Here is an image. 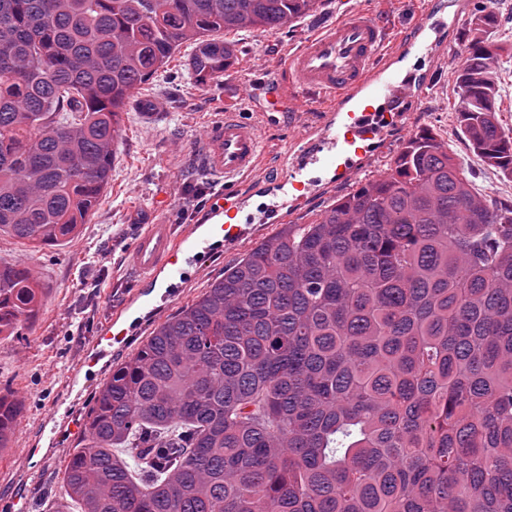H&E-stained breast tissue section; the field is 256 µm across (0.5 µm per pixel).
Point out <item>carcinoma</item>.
Returning a JSON list of instances; mask_svg holds the SVG:
<instances>
[{
	"instance_id": "obj_1",
	"label": "carcinoma",
	"mask_w": 512,
	"mask_h": 512,
	"mask_svg": "<svg viewBox=\"0 0 512 512\" xmlns=\"http://www.w3.org/2000/svg\"><path fill=\"white\" fill-rule=\"evenodd\" d=\"M316 5L0 0V232L35 250L77 234L120 112L182 44L197 80H218L234 44L212 34L275 31ZM493 22L472 15L457 116L512 179ZM40 301L31 268L0 264V336ZM21 412L0 393V449ZM63 480L80 512H512V202L419 131L112 369Z\"/></svg>"
}]
</instances>
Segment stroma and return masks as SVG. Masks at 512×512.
Listing matches in <instances>:
<instances>
[{"mask_svg":"<svg viewBox=\"0 0 512 512\" xmlns=\"http://www.w3.org/2000/svg\"><path fill=\"white\" fill-rule=\"evenodd\" d=\"M464 3L457 20L459 35L467 34L469 18L478 8L496 18L493 39L504 48L496 106L501 126L512 131V0ZM429 6L444 10L448 0H319L318 8L294 25L273 32L228 33L235 46L234 63L220 81L205 84L188 68L192 45L183 44L122 112L110 182L78 234L62 245L34 251L0 233V262L33 269L43 291L32 325L24 327L21 336H0V388L17 393L23 403L12 442L0 451V512H78L77 503L65 492L62 472L81 437L91 398L113 367L135 354L157 329V321H147L127 349L95 357L75 383H68L67 374L84 356L93 355L113 307L130 294L133 284L121 256L142 226L158 218L177 223L185 188L198 182L223 195L224 181L204 170L202 151L208 128L224 116L225 103L233 102L260 127L265 152L254 181L275 179L281 173V155L302 146L305 128L315 118L314 110L299 107L292 98L275 100L268 94V80L284 55L300 48L317 26L350 9L383 13L392 30L399 32ZM461 48V43L452 42L436 48L433 58L407 57V65L431 75L408 123L388 132L355 179L318 186L298 200L287 223H307L358 184L378 178L403 143L423 129L448 143L478 192L512 200V179L487 165L457 129L455 81ZM144 99L163 105L157 120L145 117L140 105ZM277 230L274 224L258 227L252 238L202 265L179 298L166 307L164 317L192 304L225 268Z\"/></svg>","mask_w":512,"mask_h":512,"instance_id":"stroma-1","label":"stroma"}]
</instances>
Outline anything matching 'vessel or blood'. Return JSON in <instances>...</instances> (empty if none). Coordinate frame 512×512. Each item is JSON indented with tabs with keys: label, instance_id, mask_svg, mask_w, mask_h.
I'll return each mask as SVG.
<instances>
[{
	"label": "vessel or blood",
	"instance_id": "b4317fda",
	"mask_svg": "<svg viewBox=\"0 0 512 512\" xmlns=\"http://www.w3.org/2000/svg\"><path fill=\"white\" fill-rule=\"evenodd\" d=\"M447 26L430 9L394 37L376 13L352 9L285 55L272 79L276 94L308 97L319 114L305 136V150L290 155L295 190H310L313 167L334 170L342 180L357 175L371 145L414 109L408 95L413 82L395 65L399 55L410 49L429 54L433 38L442 37ZM262 149L259 130L240 113H225L209 129L203 165L223 177L224 201L202 223L179 232L162 219L145 225L125 253L138 282L181 287L187 280L185 263L203 261L214 232L223 233L228 244L248 237L251 229L241 222L246 196L235 188L255 170Z\"/></svg>",
	"mask_w": 512,
	"mask_h": 512
}]
</instances>
